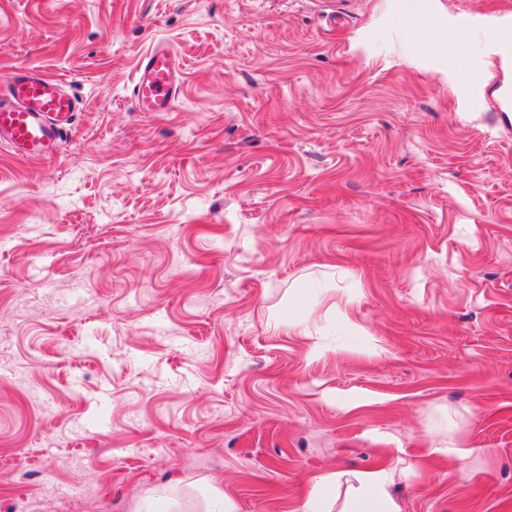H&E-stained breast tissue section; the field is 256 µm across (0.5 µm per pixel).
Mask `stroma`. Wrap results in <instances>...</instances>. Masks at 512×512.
<instances>
[{
  "mask_svg": "<svg viewBox=\"0 0 512 512\" xmlns=\"http://www.w3.org/2000/svg\"><path fill=\"white\" fill-rule=\"evenodd\" d=\"M343 2L0 0V77L80 102L0 147V512H299L385 461L402 512H512V64ZM183 68L171 47L159 42L140 60L132 85L139 112H169L180 94ZM78 105L56 77L15 69L0 82V144L29 160L51 159Z\"/></svg>",
  "mask_w": 512,
  "mask_h": 512,
  "instance_id": "35a3bbf8",
  "label": "stroma"
}]
</instances>
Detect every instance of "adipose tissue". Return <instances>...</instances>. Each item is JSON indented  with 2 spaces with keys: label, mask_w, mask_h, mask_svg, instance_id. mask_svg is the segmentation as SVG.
Wrapping results in <instances>:
<instances>
[{
  "label": "adipose tissue",
  "mask_w": 512,
  "mask_h": 512,
  "mask_svg": "<svg viewBox=\"0 0 512 512\" xmlns=\"http://www.w3.org/2000/svg\"><path fill=\"white\" fill-rule=\"evenodd\" d=\"M395 484L394 471L384 465L367 471H338L313 483L302 512H324L330 490L340 486L345 495L339 512H402L393 493Z\"/></svg>",
  "instance_id": "adipose-tissue-1"
}]
</instances>
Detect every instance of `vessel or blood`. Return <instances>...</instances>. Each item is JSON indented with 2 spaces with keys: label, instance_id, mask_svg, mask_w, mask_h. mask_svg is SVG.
<instances>
[{
  "label": "vessel or blood",
  "instance_id": "b4317fda",
  "mask_svg": "<svg viewBox=\"0 0 512 512\" xmlns=\"http://www.w3.org/2000/svg\"><path fill=\"white\" fill-rule=\"evenodd\" d=\"M447 33L488 36V49L494 52L512 46V12L466 11L449 23ZM182 79V65L171 47L155 44L136 69L132 97L137 111H171ZM77 110V99L56 77L36 69L13 70L0 78V144L29 160L53 158Z\"/></svg>",
  "mask_w": 512,
  "mask_h": 512
}]
</instances>
